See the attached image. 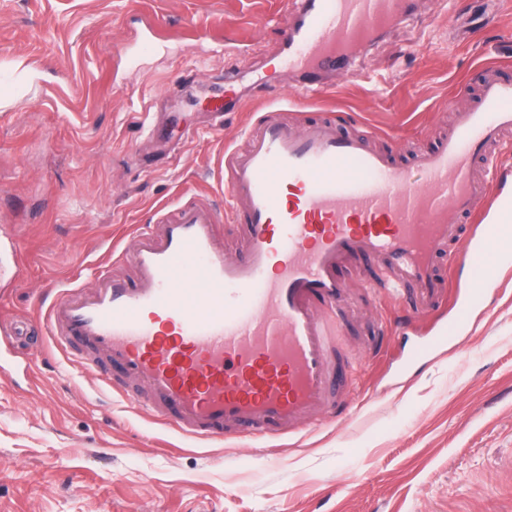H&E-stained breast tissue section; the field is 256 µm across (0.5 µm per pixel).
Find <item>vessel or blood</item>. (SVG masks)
<instances>
[{"mask_svg":"<svg viewBox=\"0 0 512 512\" xmlns=\"http://www.w3.org/2000/svg\"><path fill=\"white\" fill-rule=\"evenodd\" d=\"M413 7L302 0L283 29L288 60L306 86H321L324 72L347 67ZM511 132L512 80L488 72L448 135L416 153L420 186L367 136L262 115L246 146L224 154L227 214L248 226L246 253L226 257L212 209L181 205L118 254L138 287L104 271L93 288L56 290L45 312L52 342L78 367H116L124 396L198 441L281 437L339 416L335 311L348 290L340 269L370 260L423 315L446 300L447 269L468 268L470 297L435 338L455 341L484 299L488 256H512V236L478 207L489 187L471 169L473 155Z\"/></svg>","mask_w":512,"mask_h":512,"instance_id":"b4317fda","label":"vessel or blood"}]
</instances>
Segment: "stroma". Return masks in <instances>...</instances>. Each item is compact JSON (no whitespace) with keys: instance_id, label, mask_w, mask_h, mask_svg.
Segmentation results:
<instances>
[{"instance_id":"35a3bbf8","label":"stroma","mask_w":512,"mask_h":512,"mask_svg":"<svg viewBox=\"0 0 512 512\" xmlns=\"http://www.w3.org/2000/svg\"><path fill=\"white\" fill-rule=\"evenodd\" d=\"M293 0H0V512H512V272L459 340L415 351L449 303L396 320L372 262L339 342L350 411L277 439L183 437L36 337L55 289L87 288L113 248L188 201L225 209L224 152L266 111L370 134L414 184L486 67L512 72V0H420L321 94H299ZM208 36H199L201 28ZM45 74L24 81L14 64ZM243 91L207 111L224 80ZM182 115L181 140L164 137Z\"/></svg>"}]
</instances>
